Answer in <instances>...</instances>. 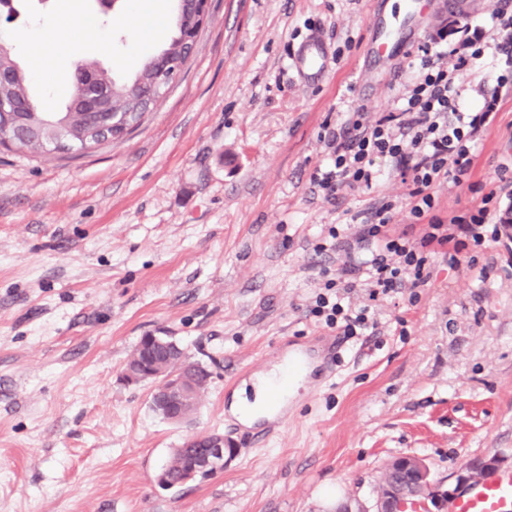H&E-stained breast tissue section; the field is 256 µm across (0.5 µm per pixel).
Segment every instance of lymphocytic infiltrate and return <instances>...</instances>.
<instances>
[{
  "label": "lymphocytic infiltrate",
  "instance_id": "obj_1",
  "mask_svg": "<svg viewBox=\"0 0 512 512\" xmlns=\"http://www.w3.org/2000/svg\"><path fill=\"white\" fill-rule=\"evenodd\" d=\"M487 52L498 67L497 90L480 111L471 112L455 74ZM418 53V75L406 86L399 111L373 120L351 112L335 127L325 128L322 136L328 161L317 168L312 183L326 196L371 188L380 160L408 186L410 226L393 224L389 200L363 211L354 242L366 251V259L346 262L340 275L326 279L315 296L312 314L347 339L371 327L368 308L354 311L348 305L356 289H367L369 300L375 301L426 286L431 257L441 254L449 265H458L459 254L469 242L480 241L487 224L496 219L491 204L497 194L512 198V175L501 169L497 190L483 194L477 205L446 220L437 213L438 188L450 179L458 185L470 180L474 155L469 143L495 121L500 89L512 86V0H502L490 30L474 28L458 42L443 31L419 44Z\"/></svg>",
  "mask_w": 512,
  "mask_h": 512
}]
</instances>
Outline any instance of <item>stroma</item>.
I'll return each mask as SVG.
<instances>
[{"mask_svg":"<svg viewBox=\"0 0 512 512\" xmlns=\"http://www.w3.org/2000/svg\"><path fill=\"white\" fill-rule=\"evenodd\" d=\"M210 2L179 82L130 135L75 159L0 147V512H372L396 458H423L445 488L470 459L512 458V242L489 236L458 266L432 258L417 300L374 302L375 335L314 362L281 434L254 445L224 415L233 376L321 332L318 272L344 261L315 253L322 225L357 224L382 198L409 222L399 177L314 190L324 124L397 111L418 42L461 14L489 22L497 0H427L408 20L402 0ZM175 6L106 18L95 0H22L9 26L26 75L44 73L32 89L59 106L80 62L136 71L173 36ZM377 19L404 27L371 58ZM46 29L75 50L33 56L27 37ZM313 32L330 57L315 87L288 67ZM474 154L483 183L512 163V90ZM159 330L211 372L183 425L150 410L153 384L121 378ZM213 432L237 444L223 471L160 487L173 450Z\"/></svg>","mask_w":512,"mask_h":512,"instance_id":"35a3bbf8","label":"stroma"}]
</instances>
